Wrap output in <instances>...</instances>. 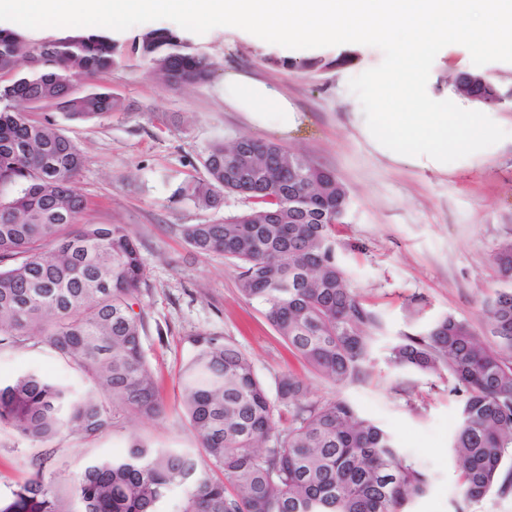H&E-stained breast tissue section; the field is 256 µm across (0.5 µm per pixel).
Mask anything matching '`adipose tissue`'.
I'll return each mask as SVG.
<instances>
[{"mask_svg": "<svg viewBox=\"0 0 512 512\" xmlns=\"http://www.w3.org/2000/svg\"><path fill=\"white\" fill-rule=\"evenodd\" d=\"M224 103L243 113L252 126L282 136L296 131L302 123L300 112L279 86L239 71L224 73Z\"/></svg>", "mask_w": 512, "mask_h": 512, "instance_id": "ef3b65f1", "label": "adipose tissue"}]
</instances>
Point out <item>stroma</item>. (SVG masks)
I'll return each instance as SVG.
<instances>
[{
  "instance_id": "1",
  "label": "stroma",
  "mask_w": 512,
  "mask_h": 512,
  "mask_svg": "<svg viewBox=\"0 0 512 512\" xmlns=\"http://www.w3.org/2000/svg\"><path fill=\"white\" fill-rule=\"evenodd\" d=\"M140 31L136 25L111 34L119 57L104 84L123 102L122 110L89 123L69 120L53 108L27 115L51 121L83 149L85 165L75 183L87 202L83 223L123 225L140 249L146 266L144 350L164 414L153 421L120 415L98 439L62 435L45 445L0 429V495L9 494L35 462L43 464L56 491L68 494L89 461L124 453L135 435L159 448L196 447L184 417L180 375L194 352L192 338L213 333L252 358L268 390H275L282 375L295 373L306 382L309 400H346L388 431L431 477L409 512H512V495L492 494L477 504L463 496L450 448L459 408L447 381L389 360L390 347L403 335L443 314L467 320L479 334L488 331L484 303L499 286L489 255L512 237V101L487 111L507 138L441 172L392 160L362 136L348 82L382 62L379 48L353 47L347 64L316 70L282 64L267 42L253 35L220 27L201 35L187 31L184 39L215 62L216 72L207 82L171 88L134 51ZM472 67L464 46L444 47L430 71L429 96L473 109V102L453 89L454 78ZM229 69L275 82L302 112L301 127L283 137L253 127L226 107ZM239 136L302 154L349 189L347 214L335 228L339 258L355 292L383 320L364 382L339 388L310 371L259 306L242 296L235 266L223 255L196 253L183 241L181 225L216 222L243 210L236 199L205 210L174 196L183 183L204 177L199 159L209 144ZM23 369L81 385L77 373L44 345L0 350V378Z\"/></svg>"
}]
</instances>
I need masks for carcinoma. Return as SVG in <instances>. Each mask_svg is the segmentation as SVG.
<instances>
[{"instance_id":"cac0c4a2","label":"carcinoma","mask_w":512,"mask_h":512,"mask_svg":"<svg viewBox=\"0 0 512 512\" xmlns=\"http://www.w3.org/2000/svg\"><path fill=\"white\" fill-rule=\"evenodd\" d=\"M134 50L168 85L200 84L216 69L167 28L143 31ZM117 56L101 27L34 46L22 32L0 28V349L35 340L86 387L79 394L35 370L0 381V427L32 441L97 437L117 411L143 420L163 414L143 346L139 247L120 224L80 222L86 203L73 184L82 149L21 109L50 106L83 122L115 111L120 103L108 88L75 94L71 85L105 79ZM345 62L320 55L301 65ZM467 74L455 88L471 101L494 108L512 98L484 72ZM243 145L256 179L224 173ZM202 166L206 177L175 196L202 209L231 197L251 206L222 222L182 226L184 242L233 262L242 295L314 373L336 386L363 381L383 322L338 259L334 227L349 205L346 186L300 154L245 136L210 144ZM268 211L280 212L281 221L265 223ZM490 261L504 284L484 305L492 340L446 314L404 335L390 353L399 368L448 377L460 412L451 448L470 503L512 491V238L496 245ZM192 342L181 385L197 450L157 449L135 438L126 453L85 465L73 483L74 509L35 463L0 496V512H160L174 488L182 489L175 512H406L425 493L430 476L347 402L309 401L308 386L293 374L279 378L272 397L233 344L207 333ZM277 408L291 416L282 428L274 424Z\"/></svg>"}]
</instances>
